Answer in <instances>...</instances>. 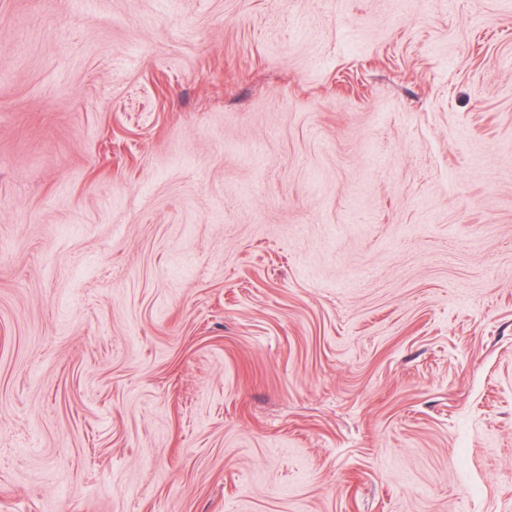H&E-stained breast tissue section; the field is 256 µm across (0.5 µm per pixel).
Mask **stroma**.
Here are the masks:
<instances>
[{
    "mask_svg": "<svg viewBox=\"0 0 512 512\" xmlns=\"http://www.w3.org/2000/svg\"><path fill=\"white\" fill-rule=\"evenodd\" d=\"M0 512H512V0H0Z\"/></svg>",
    "mask_w": 512,
    "mask_h": 512,
    "instance_id": "1",
    "label": "stroma"
}]
</instances>
